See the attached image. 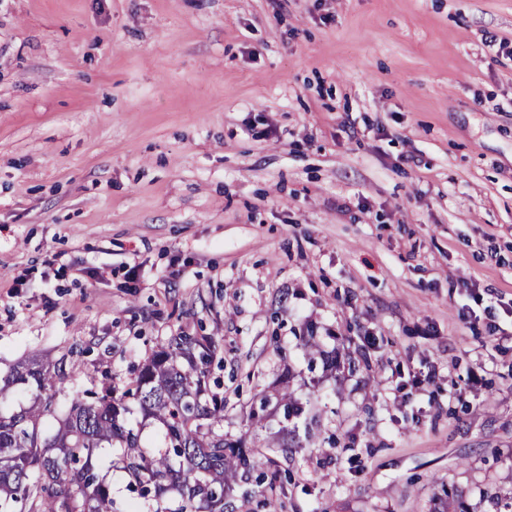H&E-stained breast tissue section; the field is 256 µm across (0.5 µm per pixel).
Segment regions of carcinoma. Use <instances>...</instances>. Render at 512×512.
<instances>
[{
  "mask_svg": "<svg viewBox=\"0 0 512 512\" xmlns=\"http://www.w3.org/2000/svg\"><path fill=\"white\" fill-rule=\"evenodd\" d=\"M223 362L215 336L183 331L156 346L120 393L111 387L87 389L59 414L56 365L33 360L0 380V388L32 393L28 406L0 404V512H116L112 487L92 463L105 447L119 445L110 466L125 474L128 490L147 500L168 499L173 507L156 512H229L228 480L279 482L276 454L294 444L288 433L268 445L266 470L252 477L254 450L239 438H224V397L209 386L210 368ZM256 417L271 403L284 420L308 415L306 438L315 416L288 394L258 392ZM162 425V446L142 444L129 415Z\"/></svg>",
  "mask_w": 512,
  "mask_h": 512,
  "instance_id": "cac0c4a2",
  "label": "carcinoma"
}]
</instances>
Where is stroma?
<instances>
[{"instance_id": "stroma-1", "label": "stroma", "mask_w": 512, "mask_h": 512, "mask_svg": "<svg viewBox=\"0 0 512 512\" xmlns=\"http://www.w3.org/2000/svg\"><path fill=\"white\" fill-rule=\"evenodd\" d=\"M182 330L227 438L286 369L319 410L288 512H500L512 0H0V377L65 404Z\"/></svg>"}]
</instances>
